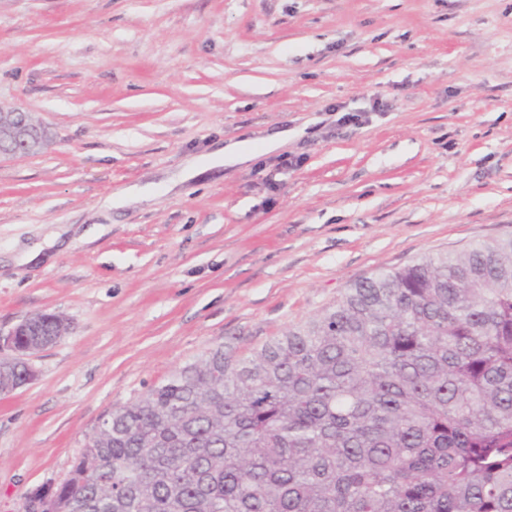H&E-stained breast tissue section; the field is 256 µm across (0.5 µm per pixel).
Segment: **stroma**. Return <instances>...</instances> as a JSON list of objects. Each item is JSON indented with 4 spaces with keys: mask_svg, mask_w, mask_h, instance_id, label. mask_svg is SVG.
Returning <instances> with one entry per match:
<instances>
[{
    "mask_svg": "<svg viewBox=\"0 0 512 512\" xmlns=\"http://www.w3.org/2000/svg\"><path fill=\"white\" fill-rule=\"evenodd\" d=\"M0 102L51 134L0 157V336L68 323L0 395V512L209 349L512 235V0H0ZM228 140L251 158L180 180Z\"/></svg>",
    "mask_w": 512,
    "mask_h": 512,
    "instance_id": "stroma-1",
    "label": "stroma"
}]
</instances>
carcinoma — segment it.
Instances as JSON below:
<instances>
[{
    "label": "carcinoma",
    "instance_id": "cac0c4a2",
    "mask_svg": "<svg viewBox=\"0 0 512 512\" xmlns=\"http://www.w3.org/2000/svg\"><path fill=\"white\" fill-rule=\"evenodd\" d=\"M106 418L43 512H512V237L360 280Z\"/></svg>",
    "mask_w": 512,
    "mask_h": 512
}]
</instances>
